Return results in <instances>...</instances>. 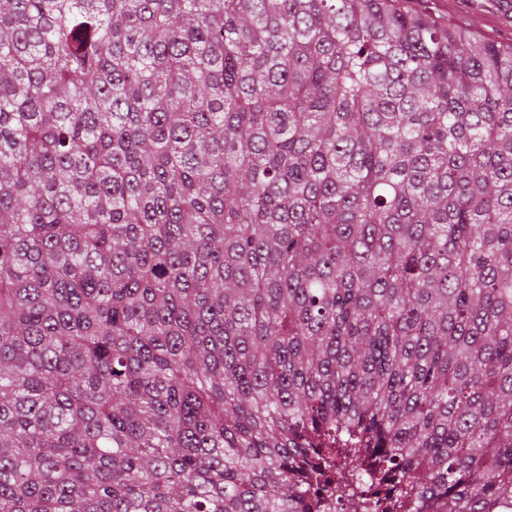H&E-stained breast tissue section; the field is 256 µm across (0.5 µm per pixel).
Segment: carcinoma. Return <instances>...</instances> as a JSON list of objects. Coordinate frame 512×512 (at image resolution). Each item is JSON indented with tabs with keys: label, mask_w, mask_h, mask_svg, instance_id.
Masks as SVG:
<instances>
[{
	"label": "carcinoma",
	"mask_w": 512,
	"mask_h": 512,
	"mask_svg": "<svg viewBox=\"0 0 512 512\" xmlns=\"http://www.w3.org/2000/svg\"><path fill=\"white\" fill-rule=\"evenodd\" d=\"M512 512V48L393 0H0V512Z\"/></svg>",
	"instance_id": "obj_1"
}]
</instances>
